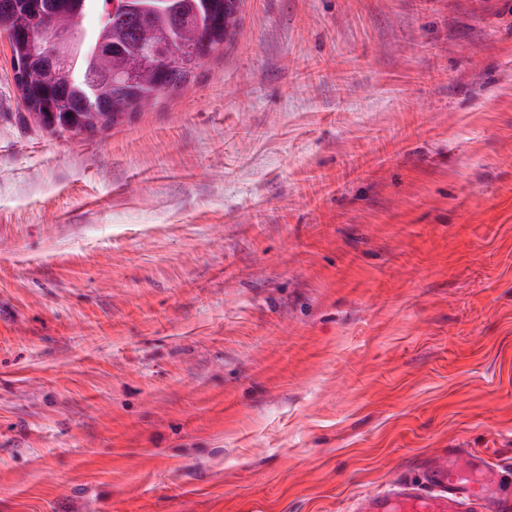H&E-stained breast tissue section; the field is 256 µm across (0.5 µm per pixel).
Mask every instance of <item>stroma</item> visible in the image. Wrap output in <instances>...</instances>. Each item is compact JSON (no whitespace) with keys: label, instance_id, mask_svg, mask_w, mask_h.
<instances>
[{"label":"stroma","instance_id":"obj_1","mask_svg":"<svg viewBox=\"0 0 512 512\" xmlns=\"http://www.w3.org/2000/svg\"><path fill=\"white\" fill-rule=\"evenodd\" d=\"M512 464V0H242L94 134L0 37V512H342Z\"/></svg>","mask_w":512,"mask_h":512}]
</instances>
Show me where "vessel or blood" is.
I'll list each match as a JSON object with an SVG mask.
<instances>
[{"mask_svg":"<svg viewBox=\"0 0 512 512\" xmlns=\"http://www.w3.org/2000/svg\"><path fill=\"white\" fill-rule=\"evenodd\" d=\"M501 466L451 448L426 457L419 474L355 497L350 512H512Z\"/></svg>","mask_w":512,"mask_h":512,"instance_id":"1","label":"vessel or blood"}]
</instances>
